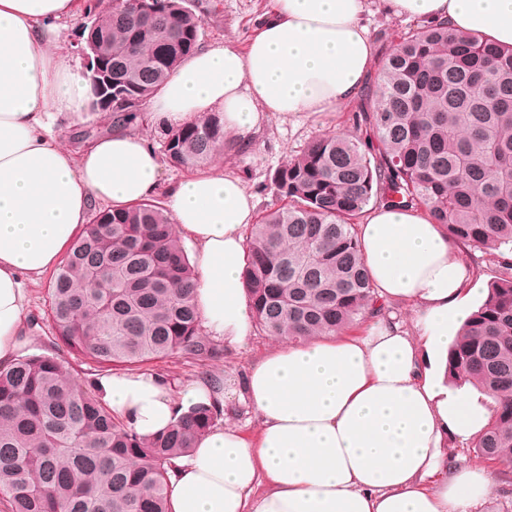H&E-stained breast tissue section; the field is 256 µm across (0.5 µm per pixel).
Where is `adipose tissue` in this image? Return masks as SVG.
<instances>
[{
	"label": "adipose tissue",
	"mask_w": 512,
	"mask_h": 512,
	"mask_svg": "<svg viewBox=\"0 0 512 512\" xmlns=\"http://www.w3.org/2000/svg\"><path fill=\"white\" fill-rule=\"evenodd\" d=\"M381 7L512 47V0ZM80 8L0 0V366L24 343L29 285L58 264L92 211L160 192L178 235L196 248L194 298L207 333L243 345L254 327L242 271L256 196L220 164L161 187V157L138 125L90 113L91 86L61 44ZM366 11L367 0H273L244 45L199 47L147 107L165 126L223 113L225 134L243 148L271 118L339 111L378 64ZM89 114L108 132L78 148L54 134L60 120ZM358 236L377 296L411 309L412 326L376 316L363 334L287 344L253 362L240 397L257 416L256 437L230 423L201 434L170 478L168 512H476L493 494L489 469L448 448L477 437L494 405L448 388V347L472 312L476 271L420 208L373 207ZM95 386L144 437L195 404L225 410L231 399L220 375L178 392L134 372Z\"/></svg>",
	"instance_id": "obj_1"
}]
</instances>
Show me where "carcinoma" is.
Segmentation results:
<instances>
[{"mask_svg": "<svg viewBox=\"0 0 512 512\" xmlns=\"http://www.w3.org/2000/svg\"><path fill=\"white\" fill-rule=\"evenodd\" d=\"M151 12L96 2L81 37L112 51L121 96L112 118L133 123L180 61L201 45L203 18L185 0ZM352 135L326 132L272 175L281 201L251 225L242 279L256 323L301 343L342 333L385 310L371 287L357 222L370 202L424 207L464 247L512 246V48L445 22L402 31L381 59ZM166 157L194 169L215 152L243 154L213 112L165 130ZM448 348V378L495 402L473 441L487 463L512 466V258ZM195 268L153 199L97 210L48 286L55 340L100 368L175 354L217 355L201 334ZM221 410L197 405L145 438L116 417L57 355L0 367V500L8 512H166L174 460Z\"/></svg>", "mask_w": 512, "mask_h": 512, "instance_id": "1", "label": "carcinoma"}]
</instances>
